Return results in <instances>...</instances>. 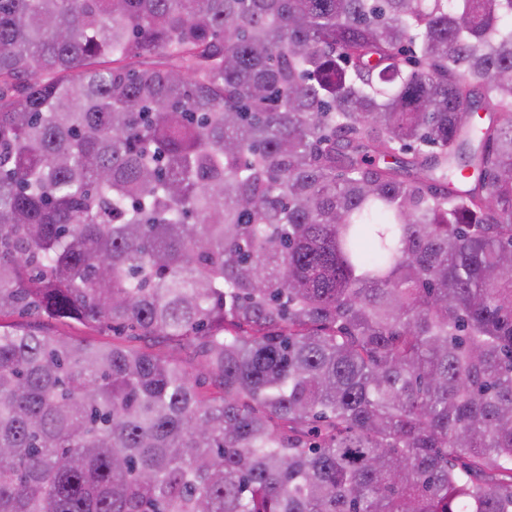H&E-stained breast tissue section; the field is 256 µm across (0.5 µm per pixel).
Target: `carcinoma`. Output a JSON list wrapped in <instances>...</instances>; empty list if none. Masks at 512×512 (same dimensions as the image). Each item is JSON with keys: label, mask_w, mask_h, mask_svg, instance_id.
<instances>
[{"label": "carcinoma", "mask_w": 512, "mask_h": 512, "mask_svg": "<svg viewBox=\"0 0 512 512\" xmlns=\"http://www.w3.org/2000/svg\"><path fill=\"white\" fill-rule=\"evenodd\" d=\"M0 512H512V0H0ZM41 329L50 334H67L79 339H99L101 336L112 333L99 332L78 325H68L53 319H42L39 323Z\"/></svg>", "instance_id": "cac0c4a2"}]
</instances>
